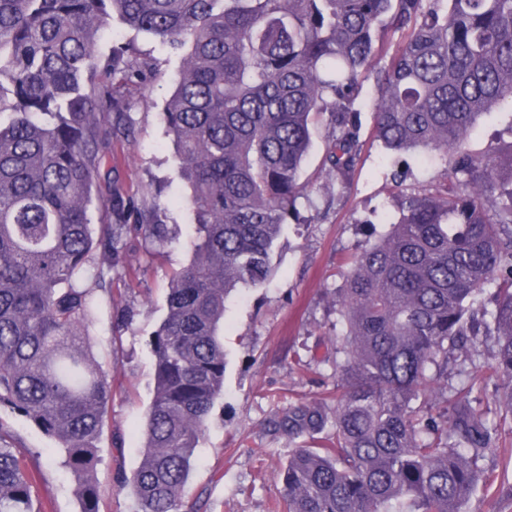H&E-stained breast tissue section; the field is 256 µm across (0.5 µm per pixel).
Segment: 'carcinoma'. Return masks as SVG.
I'll list each match as a JSON object with an SVG mask.
<instances>
[{
    "mask_svg": "<svg viewBox=\"0 0 512 512\" xmlns=\"http://www.w3.org/2000/svg\"><path fill=\"white\" fill-rule=\"evenodd\" d=\"M114 16L185 51L163 113L196 226L149 340L143 459L124 477L137 512H180L224 395L226 302L269 282L320 118L323 195L347 190L368 70L377 137L450 162V183L403 194L399 220L346 262L336 405L274 419L292 445L274 512H463L479 460L512 418V387L497 418L459 400L436 412L433 401L448 356L482 331L494 370L512 381V168L505 179L502 167L512 144L467 148L480 117L512 108V0H0V114H12L0 124V407L57 442L80 512H99L111 398L86 332L103 263L121 264L133 232L158 244L170 235L159 205L115 179L92 223L119 89L148 67L121 48L98 56ZM388 33L402 40L379 67ZM12 441L0 430V512H37L36 475Z\"/></svg>",
    "mask_w": 512,
    "mask_h": 512,
    "instance_id": "carcinoma-1",
    "label": "carcinoma"
}]
</instances>
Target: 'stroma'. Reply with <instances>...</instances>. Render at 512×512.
I'll list each match as a JSON object with an SVG mask.
<instances>
[{
	"mask_svg": "<svg viewBox=\"0 0 512 512\" xmlns=\"http://www.w3.org/2000/svg\"><path fill=\"white\" fill-rule=\"evenodd\" d=\"M118 47L149 58L152 69L146 79L123 90L133 132L113 140L102 178L119 179L131 194L156 200L175 234L162 245L142 233L132 234L124 256L133 282L113 280L110 290L98 293L92 313L93 350L112 388L94 472L100 512H136L122 478L142 460L143 417L154 390L148 342L165 315L173 272L191 258L194 235L163 115L181 56L116 20L100 39L98 54L107 56ZM362 96L366 146L350 189L330 202L319 192L327 130L324 123L315 124L302 175L309 183L307 195L282 228L274 273L266 286L240 289L226 304L224 397L196 448L181 512H269L290 452L287 438L273 430L272 418L291 405L328 401L333 390L335 336L343 329L334 297L342 284L338 271L343 259L376 242L387 232L388 221L397 220L399 191L431 190L445 180L440 161L417 152L388 151L375 139L369 105L373 82L364 83ZM510 142L512 110L504 108L481 118L469 148L480 155ZM396 170L406 174L399 187L391 180ZM476 346L484 367L460 376L464 354L455 352L448 361V382L470 388L482 408L493 409L503 385L490 367L493 340L478 337ZM0 429L13 434L15 448L39 471L35 496L42 512H79L74 479L56 441L6 409L0 410ZM480 467L483 479L465 512H512L511 422L503 423L496 446Z\"/></svg>",
	"mask_w": 512,
	"mask_h": 512,
	"instance_id": "35a3bbf8",
	"label": "stroma"
}]
</instances>
